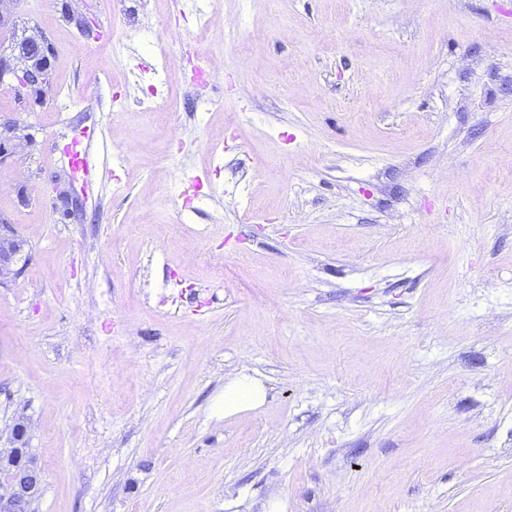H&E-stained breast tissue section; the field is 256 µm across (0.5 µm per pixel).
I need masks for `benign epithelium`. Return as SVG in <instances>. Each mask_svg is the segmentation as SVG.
<instances>
[{
    "mask_svg": "<svg viewBox=\"0 0 512 512\" xmlns=\"http://www.w3.org/2000/svg\"><path fill=\"white\" fill-rule=\"evenodd\" d=\"M52 48L42 38L26 37L0 50V86L12 88L18 111L29 108V94L50 84L49 56ZM17 124H0V165L19 150L32 144V136L16 135ZM25 242L13 224L0 214V285L18 278L26 265ZM27 427L18 422L11 433V448H0V467L9 468L8 478L0 481V512H28L40 491V470L25 448Z\"/></svg>",
    "mask_w": 512,
    "mask_h": 512,
    "instance_id": "7a95c632",
    "label": "benign epithelium"
}]
</instances>
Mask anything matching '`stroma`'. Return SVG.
<instances>
[{
    "instance_id": "stroma-1",
    "label": "stroma",
    "mask_w": 512,
    "mask_h": 512,
    "mask_svg": "<svg viewBox=\"0 0 512 512\" xmlns=\"http://www.w3.org/2000/svg\"><path fill=\"white\" fill-rule=\"evenodd\" d=\"M8 8L0 46L54 49L29 111L0 87L34 138L0 165L30 252L0 437L28 426L32 512H512V0ZM151 85L169 123L115 111ZM239 374L266 400L220 416Z\"/></svg>"
}]
</instances>
